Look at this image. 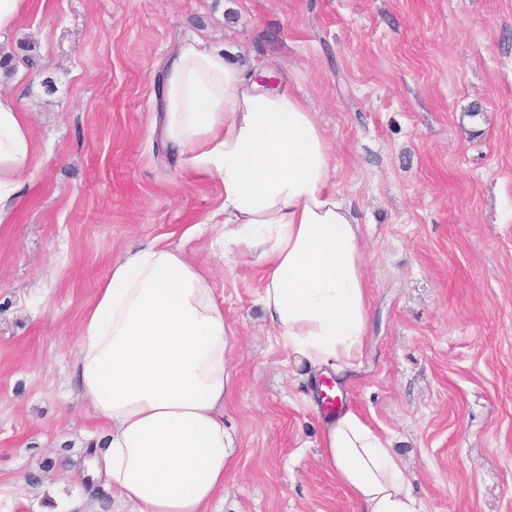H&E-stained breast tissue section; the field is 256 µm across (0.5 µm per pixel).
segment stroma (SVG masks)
Here are the masks:
<instances>
[{
	"label": "stroma",
	"instance_id": "1",
	"mask_svg": "<svg viewBox=\"0 0 512 512\" xmlns=\"http://www.w3.org/2000/svg\"><path fill=\"white\" fill-rule=\"evenodd\" d=\"M197 37L318 112L366 252L364 355L333 386L392 441L428 512H512V0H34L5 49L38 148L0 224V512H119L75 377L79 314L151 240L211 270L232 336L220 512H355L324 465L322 377L259 274L191 227L220 182L162 137L157 86Z\"/></svg>",
	"mask_w": 512,
	"mask_h": 512
}]
</instances>
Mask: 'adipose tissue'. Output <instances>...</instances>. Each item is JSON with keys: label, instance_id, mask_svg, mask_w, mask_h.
I'll return each instance as SVG.
<instances>
[{"label": "adipose tissue", "instance_id": "ef3b65f1", "mask_svg": "<svg viewBox=\"0 0 512 512\" xmlns=\"http://www.w3.org/2000/svg\"><path fill=\"white\" fill-rule=\"evenodd\" d=\"M166 70L164 137L223 187L195 232L217 229L225 261L257 267L258 302L291 357L348 372L371 320L365 253L317 114L198 40ZM35 163L26 114L0 92L1 224ZM229 353L224 305L180 248L145 242L112 263L80 315L77 380L105 425L94 468L130 512H210L232 464ZM320 446L357 512H427L390 440L360 413L326 421Z\"/></svg>", "mask_w": 512, "mask_h": 512}]
</instances>
